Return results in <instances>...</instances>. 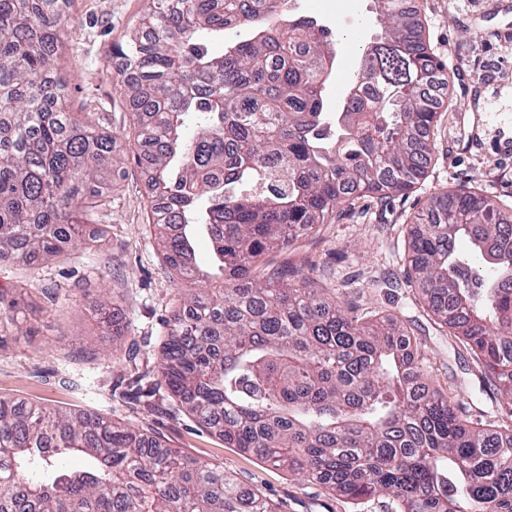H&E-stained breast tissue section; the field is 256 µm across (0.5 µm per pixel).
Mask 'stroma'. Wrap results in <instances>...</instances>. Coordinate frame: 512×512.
<instances>
[{"label": "stroma", "mask_w": 512, "mask_h": 512, "mask_svg": "<svg viewBox=\"0 0 512 512\" xmlns=\"http://www.w3.org/2000/svg\"><path fill=\"white\" fill-rule=\"evenodd\" d=\"M148 0H71L58 76L68 108L111 133L120 174L98 186L111 208L77 213L85 244L42 263L0 261V294L22 295L30 335L0 344V396L50 409L90 412L159 438L167 447L218 466L258 491L279 512H394L385 497L350 500L252 453L229 447L156 387L164 326L189 291H213L208 237L195 241L200 273L182 280L155 240L148 198L151 167L135 139L132 111L112 55ZM423 36L453 76L462 106L434 130L428 172L409 192L357 201L353 214L275 253L276 263L309 268L319 287L356 299L362 311L394 315L418 346L435 385L458 411L478 414L494 401L467 350L438 324L406 278L407 229L430 195L478 186L512 206V0H409ZM371 0H297L299 14L337 35L325 107L343 103L360 69L358 44L378 25Z\"/></svg>", "instance_id": "35a3bbf8"}]
</instances>
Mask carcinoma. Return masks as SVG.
Returning a JSON list of instances; mask_svg holds the SVG:
<instances>
[{
  "instance_id": "carcinoma-1",
  "label": "carcinoma",
  "mask_w": 512,
  "mask_h": 512,
  "mask_svg": "<svg viewBox=\"0 0 512 512\" xmlns=\"http://www.w3.org/2000/svg\"><path fill=\"white\" fill-rule=\"evenodd\" d=\"M295 0H148L115 46L157 244L185 278L191 231L211 240L224 289L186 296L167 322L161 379L233 448L351 500L398 512H512V423L458 414L408 355V331L375 319L298 266L293 245L356 208L404 194L433 153L443 65L404 0H372L379 34L338 112L323 87L337 36ZM63 0H0V259L34 263L77 245V208L113 166L112 137L68 111L56 61ZM249 31L219 57L202 34ZM196 117L194 135L185 118ZM467 239L468 255L457 251ZM409 282L472 353L512 417V223L473 187L435 192L408 228ZM267 274L266 279L259 275ZM0 295V342L20 330ZM83 460L80 469L60 465ZM0 512H277L264 496L160 441L92 414L0 397Z\"/></svg>"
}]
</instances>
